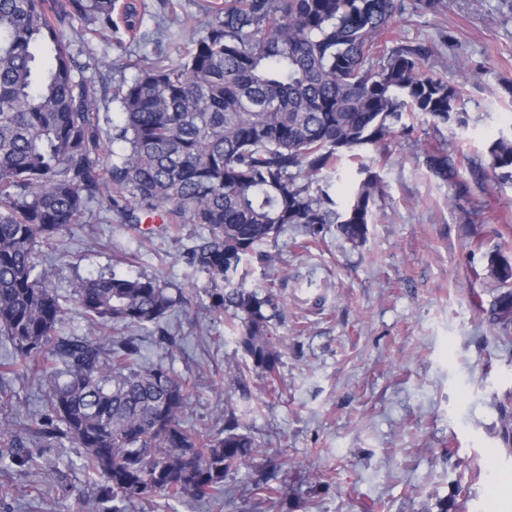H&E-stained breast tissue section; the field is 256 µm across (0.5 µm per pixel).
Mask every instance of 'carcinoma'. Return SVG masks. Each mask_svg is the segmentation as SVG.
<instances>
[{"instance_id":"1","label":"carcinoma","mask_w":512,"mask_h":512,"mask_svg":"<svg viewBox=\"0 0 512 512\" xmlns=\"http://www.w3.org/2000/svg\"><path fill=\"white\" fill-rule=\"evenodd\" d=\"M404 0H215L181 61L162 53L112 86L118 120L102 124L92 74L112 63L94 41L137 37L135 4L118 0H0V336L12 356L0 380L33 376L45 412L22 434L0 421V467L61 479L47 449H79L96 488L94 512H125L162 494L217 498L247 464L257 440L229 412L217 437L183 419L191 381L145 369L118 328L162 327L175 306L158 280L115 273L83 280L75 303L86 323L67 329L72 308L37 257L102 206L117 224L160 220L148 233L205 226L185 259L206 275L213 309L229 313L246 364L273 378L281 351L272 311L286 280L248 287L247 255L294 224L317 238L327 224L355 246L373 220L381 178L361 151L398 133L410 117L462 126L464 83L423 69L419 46H387ZM81 26L82 47L68 32ZM85 60L80 61L78 57ZM488 167L512 181V131L487 148ZM361 180L339 204L311 185L344 158ZM427 169L458 183L448 151L425 153ZM499 291L489 322L512 330V263L491 261ZM500 437L512 453V392L498 404Z\"/></svg>"}]
</instances>
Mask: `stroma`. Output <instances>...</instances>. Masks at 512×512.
Listing matches in <instances>:
<instances>
[{
  "label": "stroma",
  "mask_w": 512,
  "mask_h": 512,
  "mask_svg": "<svg viewBox=\"0 0 512 512\" xmlns=\"http://www.w3.org/2000/svg\"><path fill=\"white\" fill-rule=\"evenodd\" d=\"M181 2L173 20L158 0H144L141 38L120 49L96 42L116 62L96 75L98 96H110L124 64L155 49L180 61L206 0ZM405 4L391 45L422 47L427 71L467 80V124L421 116L412 135L375 151L383 194L363 245L352 247L331 224L303 248L292 227L248 258L250 287L264 283L268 258L288 269L274 329L276 381L238 373L244 360L229 317L212 308L206 276L183 256L200 225L145 241L120 224H79L44 247L40 261L66 298L89 277L158 278L177 300L167 329L181 348L167 352L154 327L140 330L143 365L191 380L187 424L219 434L231 409L260 444L223 497L158 495L127 512H512V455L498 436L497 407L512 390V338L488 320L490 259L512 261V184L490 174L481 189L470 171L487 164L489 144L512 124V0H444L435 13ZM432 147L468 158L459 185L426 169ZM478 198L484 214L467 220ZM1 392L15 401L18 429L40 419L41 392L30 379L0 381ZM50 456L64 472L56 491L41 490L36 474L0 470L10 512H89L95 490L75 449ZM263 478L279 495L260 504L251 487Z\"/></svg>",
  "instance_id": "stroma-1"
}]
</instances>
